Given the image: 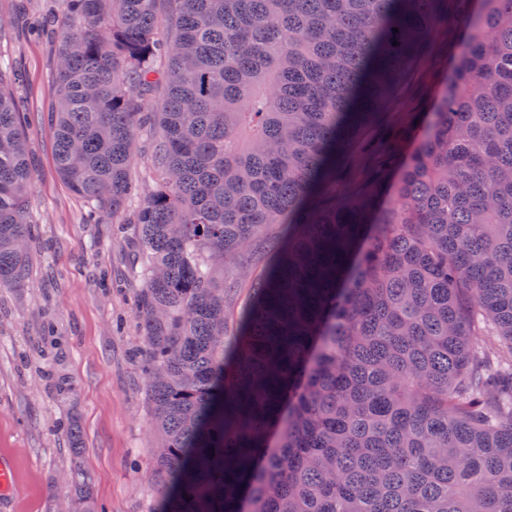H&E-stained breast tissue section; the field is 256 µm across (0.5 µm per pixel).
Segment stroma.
I'll list each match as a JSON object with an SVG mask.
<instances>
[{"label": "stroma", "instance_id": "1", "mask_svg": "<svg viewBox=\"0 0 512 512\" xmlns=\"http://www.w3.org/2000/svg\"><path fill=\"white\" fill-rule=\"evenodd\" d=\"M42 34L0 26V59L17 77L33 172L30 282L0 288V460L12 468L9 512H62L89 485L88 512H151L152 414L134 353L141 341L131 224H94L53 160L50 53ZM458 38L435 34L388 103L383 122L423 128L448 81ZM80 455H72V447Z\"/></svg>", "mask_w": 512, "mask_h": 512}]
</instances>
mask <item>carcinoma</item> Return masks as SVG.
I'll list each match as a JSON object with an SVG mask.
<instances>
[{"instance_id": "cac0c4a2", "label": "carcinoma", "mask_w": 512, "mask_h": 512, "mask_svg": "<svg viewBox=\"0 0 512 512\" xmlns=\"http://www.w3.org/2000/svg\"><path fill=\"white\" fill-rule=\"evenodd\" d=\"M440 2L57 0V173L142 243L153 512H512V0H469L423 136L393 126L336 190ZM6 74L0 288H22Z\"/></svg>"}]
</instances>
